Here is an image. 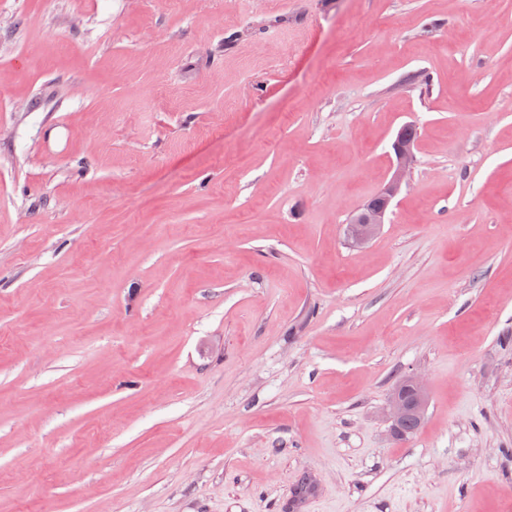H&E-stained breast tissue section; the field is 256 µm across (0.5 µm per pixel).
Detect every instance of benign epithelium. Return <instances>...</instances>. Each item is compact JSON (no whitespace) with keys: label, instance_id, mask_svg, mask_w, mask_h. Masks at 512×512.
<instances>
[{"label":"benign epithelium","instance_id":"7a95c632","mask_svg":"<svg viewBox=\"0 0 512 512\" xmlns=\"http://www.w3.org/2000/svg\"><path fill=\"white\" fill-rule=\"evenodd\" d=\"M414 141L408 139L404 130H399L392 144L394 160L389 176L380 191L381 204L369 211L355 212L347 225L346 237L350 245L356 249L367 247L379 233L389 207L394 198L401 192L406 182L407 174L414 162L412 151ZM403 384L415 388L419 393L417 411L419 416H424L428 404L426 385L417 374H410L403 380ZM408 412V404L397 394H392L388 404V415L391 421L392 431L398 430L399 422Z\"/></svg>","mask_w":512,"mask_h":512}]
</instances>
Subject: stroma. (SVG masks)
Segmentation results:
<instances>
[{
    "mask_svg": "<svg viewBox=\"0 0 512 512\" xmlns=\"http://www.w3.org/2000/svg\"><path fill=\"white\" fill-rule=\"evenodd\" d=\"M305 473L301 512H512V0H0V512ZM411 125L403 126L397 133L392 144L395 159L389 176L380 191L381 204L369 211L355 212L347 225L346 237L350 245L356 249L367 247L374 237L379 233L389 207L394 198L401 192L403 184L406 182L407 174L414 162L412 151L414 141L407 139L404 131ZM411 138H416V131L412 127L407 130Z\"/></svg>",
    "mask_w": 512,
    "mask_h": 512,
    "instance_id": "1",
    "label": "stroma"
}]
</instances>
